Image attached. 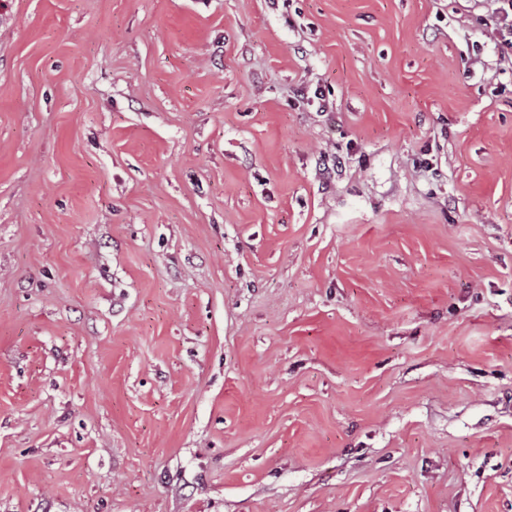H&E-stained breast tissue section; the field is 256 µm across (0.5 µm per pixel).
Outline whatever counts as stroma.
<instances>
[{
    "label": "stroma",
    "instance_id": "35a3bbf8",
    "mask_svg": "<svg viewBox=\"0 0 512 512\" xmlns=\"http://www.w3.org/2000/svg\"><path fill=\"white\" fill-rule=\"evenodd\" d=\"M494 8L0 0V512H512Z\"/></svg>",
    "mask_w": 512,
    "mask_h": 512
}]
</instances>
